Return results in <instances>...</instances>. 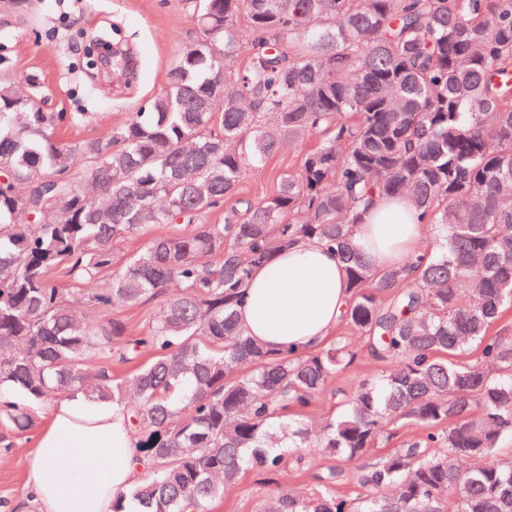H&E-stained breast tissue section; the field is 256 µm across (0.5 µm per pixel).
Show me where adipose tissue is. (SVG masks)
Here are the masks:
<instances>
[{
	"mask_svg": "<svg viewBox=\"0 0 512 512\" xmlns=\"http://www.w3.org/2000/svg\"><path fill=\"white\" fill-rule=\"evenodd\" d=\"M355 241L373 268L411 272L423 226L408 196L382 199L357 227ZM349 301L335 250L315 238L297 240L252 275L237 310L246 336L273 352L303 354L321 346ZM144 455L126 406L57 403L26 460L37 512H112L130 488Z\"/></svg>",
	"mask_w": 512,
	"mask_h": 512,
	"instance_id": "adipose-tissue-1",
	"label": "adipose tissue"
}]
</instances>
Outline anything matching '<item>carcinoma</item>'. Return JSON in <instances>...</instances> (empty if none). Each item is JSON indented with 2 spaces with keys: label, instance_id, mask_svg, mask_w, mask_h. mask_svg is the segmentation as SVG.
I'll return each mask as SVG.
<instances>
[{
  "label": "carcinoma",
  "instance_id": "obj_1",
  "mask_svg": "<svg viewBox=\"0 0 512 512\" xmlns=\"http://www.w3.org/2000/svg\"><path fill=\"white\" fill-rule=\"evenodd\" d=\"M199 37L166 88L106 141L63 146L66 116L0 84V423L82 396L125 404L149 477L114 512H204L248 467L275 473L282 442L358 462L366 494L284 489L263 512H512V0H183ZM244 64H238L239 57ZM285 147L299 169L261 199L238 196ZM410 196L434 232L401 270L353 244L378 197ZM224 209V222L207 215ZM155 227L112 267L116 245ZM336 248L350 301L341 323L389 365L322 429L291 425L356 352L338 338L274 354L236 304L254 269L299 238ZM110 276L99 305L164 301L144 335L112 349L117 320L78 314L49 278ZM474 361L462 362L470 348ZM129 377L112 359L140 353ZM103 361L96 374L86 364ZM420 440L375 460L400 424Z\"/></svg>",
  "mask_w": 512,
  "mask_h": 512
}]
</instances>
